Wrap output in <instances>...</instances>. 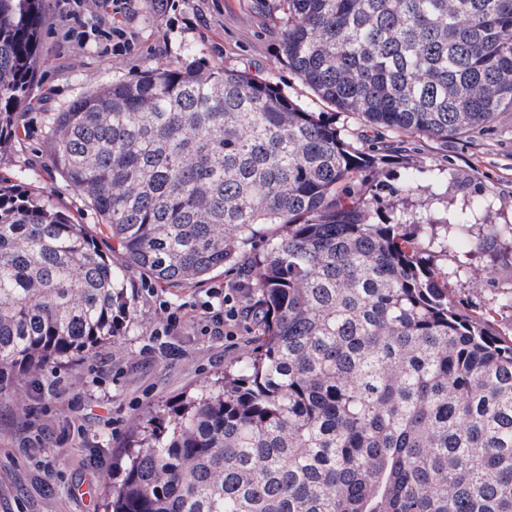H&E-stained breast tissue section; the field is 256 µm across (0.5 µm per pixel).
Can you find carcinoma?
<instances>
[{
  "label": "carcinoma",
  "instance_id": "1",
  "mask_svg": "<svg viewBox=\"0 0 512 512\" xmlns=\"http://www.w3.org/2000/svg\"><path fill=\"white\" fill-rule=\"evenodd\" d=\"M321 99L443 142L512 113V0H287ZM44 0H0V153L37 77ZM52 164L160 285L250 261L259 329L219 391L134 422L105 512H512V335L448 288L426 226L381 211L364 159L271 84L171 68L59 112ZM472 212L438 243L462 246ZM134 313L93 230L0 185V392Z\"/></svg>",
  "mask_w": 512,
  "mask_h": 512
}]
</instances>
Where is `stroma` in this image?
<instances>
[{"label": "stroma", "instance_id": "stroma-1", "mask_svg": "<svg viewBox=\"0 0 512 512\" xmlns=\"http://www.w3.org/2000/svg\"><path fill=\"white\" fill-rule=\"evenodd\" d=\"M37 81L18 118L16 140L0 156V179L43 191L80 223L107 232L95 210L51 162L53 117L87 92L105 84L136 80L150 69L195 65L241 71L269 81L305 111L340 131L347 143L371 154L388 148L389 159L376 190L387 209L391 191L403 187L407 167L421 173L407 196L409 208L438 223L434 238L452 233L444 217L485 200L465 245L439 265L448 286L473 302L496 309L497 327L512 333V266L502 254L512 239L496 237L493 225H512V114L494 130L441 142L400 135L368 124L319 99L290 70L283 51L288 19L285 0H128L120 18L133 50L118 54L97 42L72 47L61 37L64 20L57 0H45ZM265 240L209 281L162 287L123 268L135 314L120 336L69 363L47 368L37 379L18 378L0 393V512H101L104 486L119 483L113 467L129 440L133 422L163 412L191 391L213 386L224 368L246 359L257 328V298L249 287V265ZM489 275L474 286L472 271ZM241 284L244 313L234 336L206 330L212 292ZM181 311L180 324L166 330L164 308Z\"/></svg>", "mask_w": 512, "mask_h": 512}]
</instances>
